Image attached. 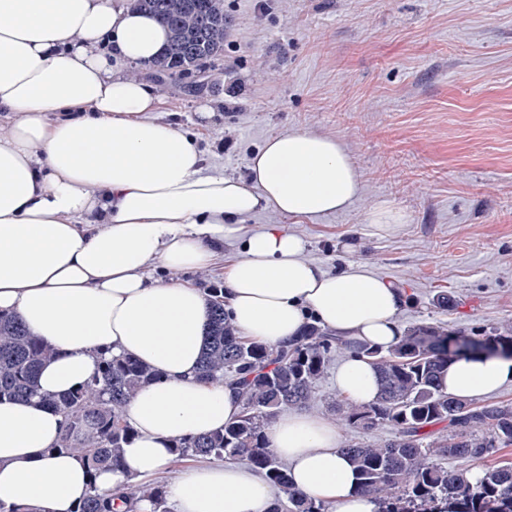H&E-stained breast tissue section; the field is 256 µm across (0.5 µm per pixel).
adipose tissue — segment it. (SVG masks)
<instances>
[{"instance_id": "ef3b65f1", "label": "adipose tissue", "mask_w": 512, "mask_h": 512, "mask_svg": "<svg viewBox=\"0 0 512 512\" xmlns=\"http://www.w3.org/2000/svg\"><path fill=\"white\" fill-rule=\"evenodd\" d=\"M166 40L160 20L130 0H0V313L56 349L38 373L40 392L78 387L103 353L161 374L124 407L134 436L122 468L93 480L74 457L50 454L63 430L58 413L36 398L0 400V503L70 512L92 484L114 497L159 474L176 440L239 414L236 386L198 377L205 292L151 280L155 266L205 267L225 240L239 238L224 298L244 336L277 347L311 316L357 345L386 347L403 332L400 290L366 264L329 274L278 225L242 233L243 219L264 209L315 218L349 208L360 181L341 143L289 130L252 154L245 177L208 171L194 136L154 119L156 88L118 70L149 65ZM442 383L471 401L512 383V360L459 358ZM336 388L371 402L374 367L350 355ZM268 440L298 494L334 512H374L330 420L291 411L271 424ZM278 494L246 462L222 460L186 468L167 489L172 512H267Z\"/></svg>"}]
</instances>
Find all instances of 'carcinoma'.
I'll return each mask as SVG.
<instances>
[{"mask_svg": "<svg viewBox=\"0 0 512 512\" xmlns=\"http://www.w3.org/2000/svg\"><path fill=\"white\" fill-rule=\"evenodd\" d=\"M133 2L169 30L167 46L151 64L157 71L183 74L224 51L230 25L224 0ZM207 296L211 326L199 377L237 384L242 407L224 428L176 441L174 461L245 460L283 493L268 512H327L324 502L294 491L287 465L269 449L267 429L282 410L313 404L333 354L348 349L377 368L379 394L368 404L333 402L331 409L352 429L388 424L395 430L379 445L341 444L376 512H512V462L489 466L476 479L445 466L450 458L481 459L512 447V405H476L449 396L438 384L450 359L490 346L512 355L511 330L454 336L442 326L420 324L379 349L342 343L311 321L294 343L271 347L240 334L226 310L224 289L209 288ZM56 355L17 318L0 314V399L37 397L61 414L64 432L47 453L76 457L92 480L86 498L71 512H140L142 503L149 504L150 512H169L167 486L161 481L128 484L122 511L93 483L100 470L122 467L121 450L133 436L123 407L138 389L157 381L159 373L132 357L112 356L81 387L61 396L42 394L38 372Z\"/></svg>", "mask_w": 512, "mask_h": 512, "instance_id": "1", "label": "carcinoma"}]
</instances>
